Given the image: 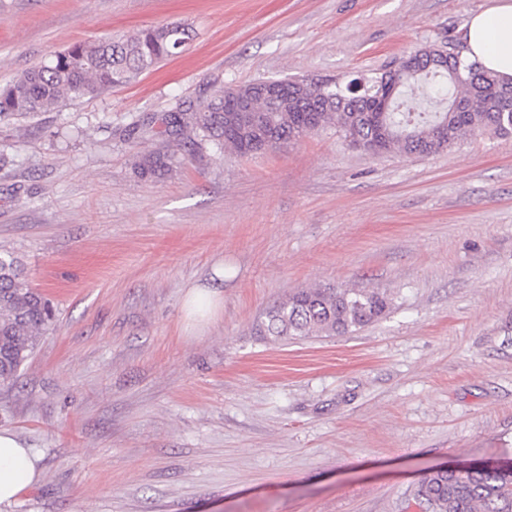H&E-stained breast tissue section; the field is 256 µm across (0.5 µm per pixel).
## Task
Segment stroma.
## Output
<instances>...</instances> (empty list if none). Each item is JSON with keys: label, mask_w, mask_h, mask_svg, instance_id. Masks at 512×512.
Wrapping results in <instances>:
<instances>
[{"label": "stroma", "mask_w": 512, "mask_h": 512, "mask_svg": "<svg viewBox=\"0 0 512 512\" xmlns=\"http://www.w3.org/2000/svg\"><path fill=\"white\" fill-rule=\"evenodd\" d=\"M490 5L0 0V86L77 42L194 30L102 98L0 124V252L58 310L0 388V430L42 472L0 512H420L426 470L512 460V137L373 155L328 125L273 153L135 169L178 103L462 53ZM219 262V313L189 325L185 294ZM308 287L392 306L345 335L255 336Z\"/></svg>", "instance_id": "1"}]
</instances>
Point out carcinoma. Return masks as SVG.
<instances>
[{
    "mask_svg": "<svg viewBox=\"0 0 512 512\" xmlns=\"http://www.w3.org/2000/svg\"><path fill=\"white\" fill-rule=\"evenodd\" d=\"M193 38L181 21L143 28L118 38L74 43L0 89V122L57 109L69 100L94 99L130 83L142 71L174 56ZM390 66L372 76L284 80L278 100L253 91L256 83L222 87L165 123L172 144L142 157L137 172L160 177L186 160L179 151L195 137L222 153L275 151L333 124L349 143L380 154L428 156L479 131L512 136V82L476 60L448 55V69L402 71L388 111L373 112ZM249 93L248 111L226 112L225 100ZM309 107L315 112H305ZM391 299L379 290L300 288L269 307L256 335L297 339L360 330L381 319ZM55 310L21 277L15 258L0 254V386L15 382L39 339L53 330ZM414 500L426 512H512V467L485 464L465 470L433 469Z\"/></svg>",
    "mask_w": 512,
    "mask_h": 512,
    "instance_id": "1",
    "label": "carcinoma"
}]
</instances>
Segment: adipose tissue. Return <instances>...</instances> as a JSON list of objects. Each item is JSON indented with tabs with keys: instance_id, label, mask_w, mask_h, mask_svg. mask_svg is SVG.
Returning a JSON list of instances; mask_svg holds the SVG:
<instances>
[{
	"instance_id": "obj_1",
	"label": "adipose tissue",
	"mask_w": 512,
	"mask_h": 512,
	"mask_svg": "<svg viewBox=\"0 0 512 512\" xmlns=\"http://www.w3.org/2000/svg\"><path fill=\"white\" fill-rule=\"evenodd\" d=\"M466 54L486 69L512 79V0L472 15L466 25ZM38 459L17 434L0 431V506L15 502L40 479Z\"/></svg>"
}]
</instances>
